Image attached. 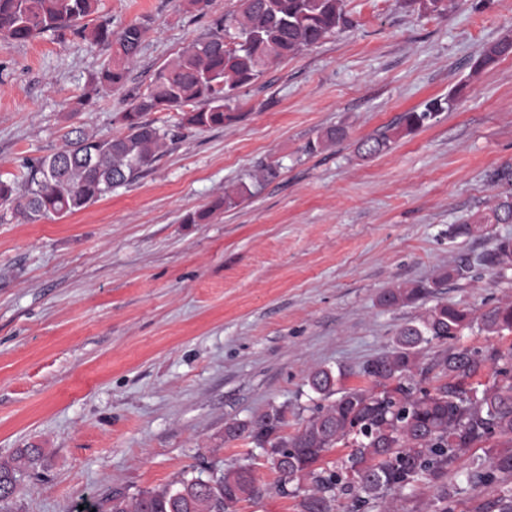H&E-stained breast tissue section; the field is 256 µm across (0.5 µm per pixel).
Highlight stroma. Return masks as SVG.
Listing matches in <instances>:
<instances>
[{
  "label": "stroma",
  "instance_id": "35a3bbf8",
  "mask_svg": "<svg viewBox=\"0 0 512 512\" xmlns=\"http://www.w3.org/2000/svg\"><path fill=\"white\" fill-rule=\"evenodd\" d=\"M353 28L271 64L239 89L235 122L178 128L133 182L80 212L24 224L0 218V462L38 455L0 512H73L118 490L166 485L200 459L254 457L265 492L238 512H297L277 495L261 449L228 441L224 424L285 408V435L319 398L317 368L345 370L387 352L398 328L445 301L481 315L512 303V277L477 265L512 224H474L501 192L493 172L512 163V55L479 76L471 64L512 38V0H453L447 15L399 0H345ZM238 0H99L113 29L150 16L124 88L90 105L79 99L108 62L73 34L44 33L0 45V179L49 155L81 126L120 134L116 116L156 71L209 32ZM458 98L428 125L377 156L362 138L433 98ZM346 138L315 154L304 146L329 127ZM275 178L232 207L225 191L261 168ZM213 213L197 224L186 214ZM469 278L427 301L392 309L379 294L428 281L464 261ZM512 477L395 497L398 512H476Z\"/></svg>",
  "mask_w": 512,
  "mask_h": 512
}]
</instances>
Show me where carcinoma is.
Returning <instances> with one entry per match:
<instances>
[{
	"label": "carcinoma",
	"mask_w": 512,
	"mask_h": 512,
	"mask_svg": "<svg viewBox=\"0 0 512 512\" xmlns=\"http://www.w3.org/2000/svg\"><path fill=\"white\" fill-rule=\"evenodd\" d=\"M402 6L424 14L444 15L447 0H401ZM98 0H0V40L26 43L45 32L70 29L90 47L111 51L106 67L91 79L84 101L125 86L130 66L137 59L151 18L144 16L120 32L104 18L91 16ZM352 21L344 0H240L236 14L213 20L208 36L192 44L155 73L150 86L131 95L121 113L119 136H100L82 128L66 135L65 146L25 166L21 183L0 180V207L24 223H34L52 213H77L112 188L140 174L156 158L166 129L145 120L149 112H180L178 127L211 129L236 120L226 102L252 84L271 62L284 60L319 44L328 35L346 29ZM512 55V39L487 46L472 66L473 73ZM454 97L433 99L424 110L404 113L399 121L359 143L358 150L376 155L404 133L415 131L452 106ZM346 136L336 126L304 147L315 153ZM252 196L240 183L236 195L224 193L211 208L188 214L184 223L203 221L224 205ZM477 224H512V193L499 196ZM477 262L501 277L512 270V239L498 240L495 248ZM471 264H462L424 283L387 288L378 297L385 308L424 300L445 281L468 278ZM469 310L438 303L417 319L401 326L391 349L362 367L369 388L341 387L338 375L316 369L307 385L322 399L338 395L327 406L315 405L291 436L282 435L285 410L271 406L245 420L225 424L227 440L247 439L261 449L278 473L275 492L297 499V512H338L339 496L354 495L349 512L372 501L390 512V497L417 488L437 487L450 496L448 473L467 460L472 448L487 444L485 458L454 472L456 481L472 488L512 476V346L481 356L467 348L448 347L472 327ZM489 335L512 331V304H498L479 318ZM439 344L430 362L420 366L422 353ZM495 365L491 383L478 381L487 361ZM342 444L349 453L328 467H320L326 453ZM35 448H23L10 462L0 463V502L18 490L26 464ZM263 488L251 458L231 466L202 461L198 474L181 475L162 487L141 490L129 498L120 492L83 505L81 512H236L243 501L258 499ZM479 512H512V489Z\"/></svg>",
	"instance_id": "cac0c4a2"
}]
</instances>
